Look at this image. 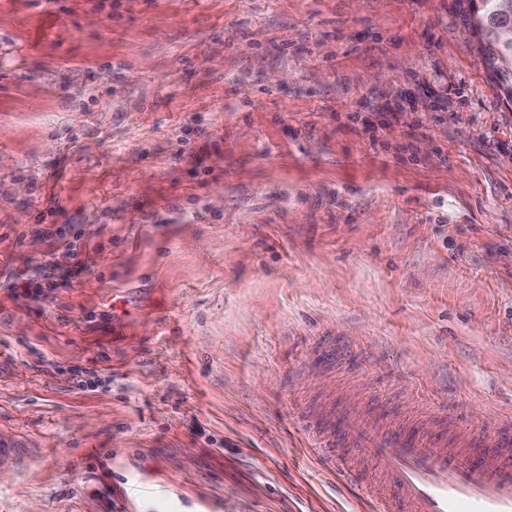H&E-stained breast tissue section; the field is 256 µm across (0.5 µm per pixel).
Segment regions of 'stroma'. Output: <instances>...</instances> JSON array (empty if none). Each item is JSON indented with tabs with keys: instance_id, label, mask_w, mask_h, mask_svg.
<instances>
[{
	"instance_id": "stroma-1",
	"label": "stroma",
	"mask_w": 512,
	"mask_h": 512,
	"mask_svg": "<svg viewBox=\"0 0 512 512\" xmlns=\"http://www.w3.org/2000/svg\"><path fill=\"white\" fill-rule=\"evenodd\" d=\"M109 2L0 0V512H360L309 418L512 412V106L456 0Z\"/></svg>"
}]
</instances>
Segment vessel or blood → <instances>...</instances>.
Here are the masks:
<instances>
[{
	"mask_svg": "<svg viewBox=\"0 0 512 512\" xmlns=\"http://www.w3.org/2000/svg\"><path fill=\"white\" fill-rule=\"evenodd\" d=\"M324 469L362 496L365 512H512V415L474 427L439 415L431 424H383L379 409L317 417ZM452 439V455L436 453Z\"/></svg>",
	"mask_w": 512,
	"mask_h": 512,
	"instance_id": "b4317fda",
	"label": "vessel or blood"
}]
</instances>
